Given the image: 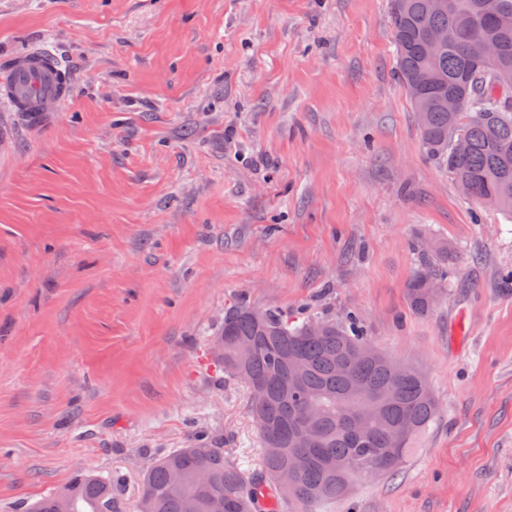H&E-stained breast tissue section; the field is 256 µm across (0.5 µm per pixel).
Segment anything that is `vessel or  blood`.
Wrapping results in <instances>:
<instances>
[{"label":"vessel or blood","instance_id":"b4317fda","mask_svg":"<svg viewBox=\"0 0 512 512\" xmlns=\"http://www.w3.org/2000/svg\"><path fill=\"white\" fill-rule=\"evenodd\" d=\"M39 96L42 114L62 112L70 96L66 76L51 51L29 50L0 63V99L27 115L31 96Z\"/></svg>","mask_w":512,"mask_h":512}]
</instances>
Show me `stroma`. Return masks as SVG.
<instances>
[{
    "label": "stroma",
    "instance_id": "1",
    "mask_svg": "<svg viewBox=\"0 0 512 512\" xmlns=\"http://www.w3.org/2000/svg\"><path fill=\"white\" fill-rule=\"evenodd\" d=\"M42 45L62 115L0 100V512L81 469L135 512L151 460L201 437L257 469L210 355L242 298L357 316L438 404L400 470L317 512H512V214L423 152L389 0H0V60ZM421 237L454 248L425 315Z\"/></svg>",
    "mask_w": 512,
    "mask_h": 512
}]
</instances>
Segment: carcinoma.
Wrapping results in <instances>:
<instances>
[{"label": "carcinoma", "instance_id": "obj_1", "mask_svg": "<svg viewBox=\"0 0 512 512\" xmlns=\"http://www.w3.org/2000/svg\"><path fill=\"white\" fill-rule=\"evenodd\" d=\"M428 0H390L398 79L411 93L425 153L451 175L464 198H485L512 212V104L497 98L499 74H512V0H450L432 13ZM448 31V43L425 51L427 30ZM498 38L500 56L486 65L481 42ZM418 82V92L411 84ZM463 102L448 111V98ZM439 259L407 288L409 308L426 313L448 292L446 242ZM210 352L224 373L247 384L251 416L280 430L259 432L261 466L251 473L202 438L156 458L145 471L136 512H262L261 502L288 503L296 512L345 496L362 473H391L408 460L438 406L427 378L387 357L350 316L308 317L297 323L276 310L241 300L224 311ZM365 420L361 441L347 419ZM30 512H122L113 481L85 471L62 493Z\"/></svg>", "mask_w": 512, "mask_h": 512}]
</instances>
